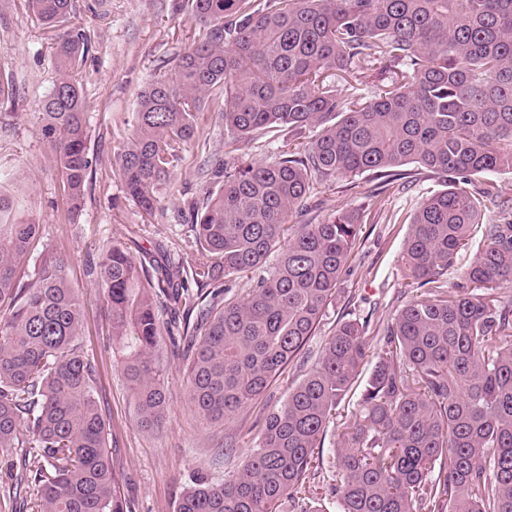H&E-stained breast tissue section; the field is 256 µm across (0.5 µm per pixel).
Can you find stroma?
Returning a JSON list of instances; mask_svg holds the SVG:
<instances>
[{
	"label": "stroma",
	"mask_w": 512,
	"mask_h": 512,
	"mask_svg": "<svg viewBox=\"0 0 512 512\" xmlns=\"http://www.w3.org/2000/svg\"><path fill=\"white\" fill-rule=\"evenodd\" d=\"M172 0H75L71 23L91 38L82 63L90 154L96 160L90 189L77 220L68 217L62 178L38 129V114L55 80L54 33L42 26L26 0H0V184L19 198L40 226V240L20 277H30L44 253L65 256V275L83 300L79 344L96 367V390L108 431L112 465L122 477L120 491L130 512H175L194 475L223 480L252 453L264 418L284 402L319 356L339 319H359L370 328L386 325L414 292L400 262L407 221L443 181L420 170L405 189L375 200V186L358 178L357 188H323L314 214L327 218L339 207L357 210L363 224L352 249L351 272L330 306L323 326L278 380L253 406L228 424L204 420L191 402L185 343L163 338L159 356L167 387L161 426L143 429L124 377L106 302L88 264L110 242L122 244L153 276L162 268H190L207 256L193 241L184 218L190 204L202 203L219 183L211 170L225 159L224 123L213 108L200 122L205 143L188 146L186 159L159 194L154 215L127 198L115 164L116 147L129 136L138 96L155 77L173 71L190 48L197 27L188 13H174Z\"/></svg>",
	"instance_id": "1"
}]
</instances>
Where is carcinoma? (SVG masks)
Returning <instances> with one entry per match:
<instances>
[{
    "instance_id": "carcinoma-1",
    "label": "carcinoma",
    "mask_w": 512,
    "mask_h": 512,
    "mask_svg": "<svg viewBox=\"0 0 512 512\" xmlns=\"http://www.w3.org/2000/svg\"><path fill=\"white\" fill-rule=\"evenodd\" d=\"M59 30L56 77L40 132L61 172L70 217L82 210L93 158L78 69L85 32L74 0H27ZM197 45L140 93L133 131L115 162L126 194L155 213L159 190L202 138L198 112L214 99L224 145L288 138L268 163L220 162L222 179L189 220L208 261L190 269L213 287L199 310L189 391L209 422H229L262 396L304 348L336 299L359 232L341 209L290 223L318 188L366 174L386 187L415 164L447 180L410 219L401 252L418 295L382 332L340 320L318 362L265 419L249 461L222 481L199 478L177 512H325L302 495L329 423L350 398L372 343L379 352L337 435L328 484L336 512H512V195L476 176L512 172V0H184ZM377 71L370 98L336 78ZM317 129L314 139L303 132ZM481 232L465 286L445 288L455 256ZM0 186V456L12 512H127L108 458L96 370L78 348L82 301L44 260L16 277L39 235ZM140 424L160 426L166 387L156 352L160 297L188 286L143 277L110 246L90 264ZM31 447L34 454L17 453ZM33 498H28V495Z\"/></svg>"
}]
</instances>
